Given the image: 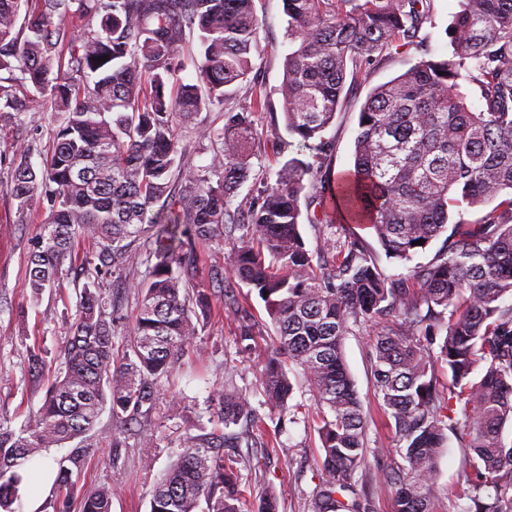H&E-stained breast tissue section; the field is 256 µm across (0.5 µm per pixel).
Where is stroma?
I'll return each mask as SVG.
<instances>
[{
  "instance_id": "stroma-1",
  "label": "stroma",
  "mask_w": 512,
  "mask_h": 512,
  "mask_svg": "<svg viewBox=\"0 0 512 512\" xmlns=\"http://www.w3.org/2000/svg\"><path fill=\"white\" fill-rule=\"evenodd\" d=\"M254 8L259 26L252 49L255 68L250 78L261 87L273 108L279 110L283 107L279 88L284 60L290 49L287 17L282 0H254ZM458 9L459 0H431L418 44L391 48L357 77L348 78L336 117L325 133L335 143L330 160L333 171L352 165L358 112L372 89L403 73L424 52L451 54L447 31ZM28 98V112L0 114V417L10 419L15 426L38 410L61 366L78 302L73 288L81 277L77 265L64 262V284L71 290L65 300L49 292L40 300H33L25 286L29 256L41 227L25 222L17 200L10 193L13 150L20 143L29 145L30 162L34 167H42L62 121L61 114L52 111L41 94L32 91ZM251 118L260 131L274 128L269 113L255 112ZM274 129L279 133L281 149H273L271 142L262 141L251 159L254 178L239 188L235 204H242L251 196L256 181H274L283 162L296 156L297 148L285 126ZM232 263L231 243L212 244L198 263L197 278L205 282L214 274H225L229 294L243 299L261 330L251 353L237 354L239 322L225 316L219 300H211L209 310L200 318L197 345L181 359L167 388L168 398L160 402L152 418V446L113 448L112 438L120 424L113 420L110 411H103L95 428L82 441L89 456L84 468L74 476L75 495L109 484L114 489L112 512H149L151 491L182 452L185 431L208 426L209 405L223 396L224 384L229 381L236 390L248 395L265 428L278 433L288 447L287 454L270 459L261 458L259 449L250 450L255 468L250 479L252 496L246 504L248 512H255L268 492L276 496L279 512H311L312 494L321 481L316 467L320 441L311 426L314 399L298 369L293 367L289 377L294 393L287 410L267 404L260 371L266 355L276 347L274 329L257 292L231 277ZM368 343L366 333L352 331L343 339V354L368 415V438L383 447L385 454L377 459L367 458L366 473L360 476L354 493L366 512H394V488L374 485L367 477L377 467L393 466L397 444L393 433L384 426L382 412L373 397ZM32 345L38 346L47 365L37 378L27 372L28 348ZM71 449L67 443L26 462L14 512H44L46 500L54 490L57 462ZM437 469L433 512H464L468 501L459 495L465 486L464 451L456 441H449L447 448L441 450Z\"/></svg>"
}]
</instances>
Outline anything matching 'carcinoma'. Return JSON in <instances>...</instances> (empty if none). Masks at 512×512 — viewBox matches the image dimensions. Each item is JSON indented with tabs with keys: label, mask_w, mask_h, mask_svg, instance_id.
I'll use <instances>...</instances> for the list:
<instances>
[{
	"label": "carcinoma",
	"mask_w": 512,
	"mask_h": 512,
	"mask_svg": "<svg viewBox=\"0 0 512 512\" xmlns=\"http://www.w3.org/2000/svg\"><path fill=\"white\" fill-rule=\"evenodd\" d=\"M253 0H0V113L27 112L16 86L49 95L64 119L46 162L15 147L10 192L27 208L36 192L48 202L29 258L27 287L38 300L61 287V266L79 262L84 283L59 369L36 415L19 427L0 420V512H13L21 467L34 455L84 437L109 408L132 438L152 445L151 417L183 353L196 346L195 307L211 294L240 321L237 351L250 350L255 327L215 278L196 281L198 254L235 240L233 276L255 289L278 345L261 371L267 400L288 408L300 369L316 404L322 481L313 512H357L340 499L354 485L369 447L363 404L342 340L369 332L374 397L393 421L402 462L374 476L396 486L395 512H430L436 460L453 433L465 457L466 512H512V0H459L450 33L452 58H422L372 90L358 115L353 165L338 174L301 158L232 208L248 181L263 134L250 113L269 103L246 87L245 112L224 113V127L196 124L211 143L205 168L185 159L177 128L197 120L226 89L247 82L258 20ZM431 0H284L288 35L280 86L285 128L297 151L318 160L334 150L325 130L348 75L394 45L417 41ZM24 26L16 28L21 8ZM98 17L99 27L83 24ZM196 38L197 82L178 81ZM108 60L102 61L100 57ZM482 100L474 112L466 86ZM328 196L345 240L329 236L322 256L306 249L301 198ZM495 206H490V203ZM160 204L150 212L154 204ZM482 209L475 222L470 209ZM370 225L389 259L409 262L435 239L444 245L416 266L414 288L384 276L374 249L350 232ZM96 243L78 251L76 240ZM424 244L419 245L417 241ZM144 278L130 276L137 252ZM137 295L122 359L104 279ZM462 418L447 413L449 400ZM218 426L186 434L183 452L155 486L150 512H240L246 479L236 449L265 441L249 397L227 391L211 412ZM239 432L229 428L240 422ZM87 449L58 463L53 512H70L72 475ZM112 487L85 493L78 512H111Z\"/></svg>",
	"instance_id": "carcinoma-1"
}]
</instances>
